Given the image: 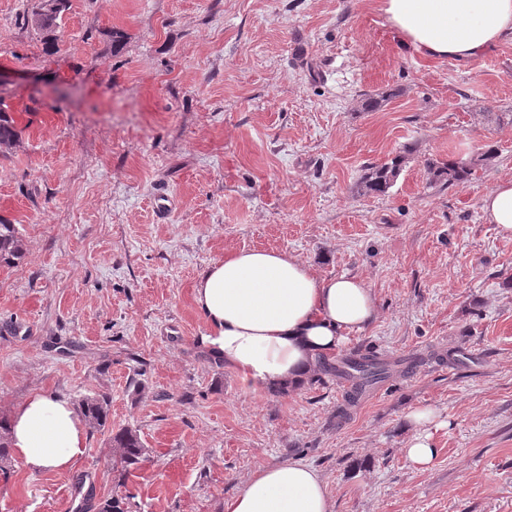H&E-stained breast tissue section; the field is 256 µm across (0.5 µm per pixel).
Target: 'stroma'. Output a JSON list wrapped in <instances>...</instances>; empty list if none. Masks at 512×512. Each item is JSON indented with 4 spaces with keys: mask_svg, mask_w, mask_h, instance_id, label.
<instances>
[{
    "mask_svg": "<svg viewBox=\"0 0 512 512\" xmlns=\"http://www.w3.org/2000/svg\"><path fill=\"white\" fill-rule=\"evenodd\" d=\"M34 3L0 0V66L35 76L11 100L38 126L0 157V220L28 244L0 264V410L105 395L147 458L111 469L98 433L65 473L9 459L0 512H224L282 461L317 469L333 512H512V235L481 212L512 179V40L427 59L378 0H69L49 52ZM489 148L470 182H432L427 161ZM398 155L387 193L358 191ZM160 190L176 199L162 219ZM252 248L364 278L378 314L343 353L417 367L353 404L333 380L244 389L198 346L192 289ZM424 406L447 425L421 470L404 418Z\"/></svg>",
    "mask_w": 512,
    "mask_h": 512,
    "instance_id": "obj_1",
    "label": "stroma"
}]
</instances>
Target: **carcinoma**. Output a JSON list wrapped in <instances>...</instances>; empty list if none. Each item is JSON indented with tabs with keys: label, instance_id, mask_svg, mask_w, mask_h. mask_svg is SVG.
<instances>
[{
	"label": "carcinoma",
	"instance_id": "1",
	"mask_svg": "<svg viewBox=\"0 0 512 512\" xmlns=\"http://www.w3.org/2000/svg\"><path fill=\"white\" fill-rule=\"evenodd\" d=\"M67 9V0H38L30 15L26 16V22L38 31L48 51L56 49V30L61 27L63 14ZM13 111L15 108L12 102L0 96V153L3 155L21 144L22 130L18 129L11 116ZM491 156L492 152L488 151L468 163L432 161L427 168L434 181L448 186L460 185L470 182L476 175V170L486 165ZM401 163L402 159L396 158L389 163L369 166L361 177L360 189L370 194L386 193L399 175ZM26 250V242L16 225L0 222V262L9 264L19 260ZM421 362L423 359L417 357L387 359L371 351L340 361L325 358L312 381L319 382L326 377L341 379L350 385L349 401L354 402L373 386L385 382L397 373H408ZM78 409L90 433H101L105 430L110 416V403L106 397L86 396L79 400ZM107 445L113 468L119 464L126 468L135 465L146 455V448L140 437L130 429L109 432Z\"/></svg>",
	"mask_w": 512,
	"mask_h": 512
}]
</instances>
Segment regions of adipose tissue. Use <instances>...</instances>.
I'll return each instance as SVG.
<instances>
[{
  "mask_svg": "<svg viewBox=\"0 0 512 512\" xmlns=\"http://www.w3.org/2000/svg\"><path fill=\"white\" fill-rule=\"evenodd\" d=\"M380 11L419 56L466 60L512 40V0H380ZM487 223L512 234V180L481 200ZM194 302L208 332L200 343L250 389L301 386L319 356L340 349L373 322L372 288L358 276L323 277L299 257L243 249L212 262L196 276ZM428 407L406 416L404 448L416 467L436 457L432 431L442 427ZM11 452L31 471H69L84 455L86 427L66 397L36 392L9 416ZM224 512H333L321 474L286 461L257 470Z\"/></svg>",
  "mask_w": 512,
  "mask_h": 512,
  "instance_id": "adipose-tissue-1",
  "label": "adipose tissue"
}]
</instances>
